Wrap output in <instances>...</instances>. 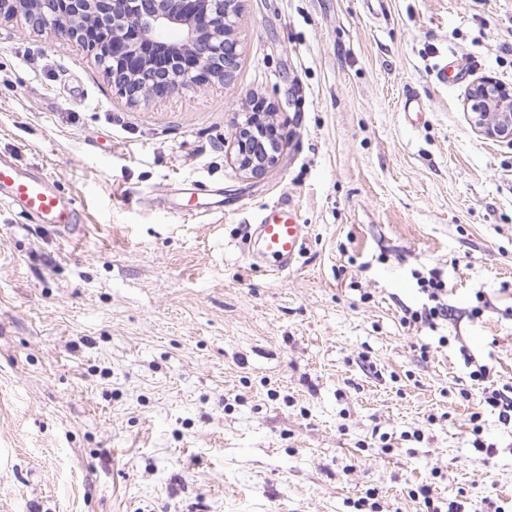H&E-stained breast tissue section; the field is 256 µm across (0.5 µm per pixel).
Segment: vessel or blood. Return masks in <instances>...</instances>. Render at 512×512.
Returning a JSON list of instances; mask_svg holds the SVG:
<instances>
[{
	"mask_svg": "<svg viewBox=\"0 0 512 512\" xmlns=\"http://www.w3.org/2000/svg\"><path fill=\"white\" fill-rule=\"evenodd\" d=\"M2 202L14 207L25 220L53 225L68 237L78 232L82 222L75 201L62 196L47 173L23 168L7 155H0ZM304 231L296 209L278 204L266 209L255 226V237L261 254L275 262L277 271L284 272L291 268L301 249Z\"/></svg>",
	"mask_w": 512,
	"mask_h": 512,
	"instance_id": "vessel-or-blood-1",
	"label": "vessel or blood"
}]
</instances>
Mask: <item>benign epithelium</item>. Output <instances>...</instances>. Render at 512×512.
Listing matches in <instances>:
<instances>
[{
  "label": "benign epithelium",
  "instance_id": "obj_1",
  "mask_svg": "<svg viewBox=\"0 0 512 512\" xmlns=\"http://www.w3.org/2000/svg\"><path fill=\"white\" fill-rule=\"evenodd\" d=\"M241 0H0V21L24 18L51 35L74 39L132 103L158 92L226 82L239 64L233 36ZM485 139L512 144V87L482 76L465 103ZM235 163L256 175L275 168L282 145L264 107L247 113L235 135Z\"/></svg>",
  "mask_w": 512,
  "mask_h": 512
}]
</instances>
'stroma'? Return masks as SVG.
Returning a JSON list of instances; mask_svg holds the SVG:
<instances>
[{
  "label": "stroma",
  "mask_w": 512,
  "mask_h": 512,
  "mask_svg": "<svg viewBox=\"0 0 512 512\" xmlns=\"http://www.w3.org/2000/svg\"><path fill=\"white\" fill-rule=\"evenodd\" d=\"M235 35L231 81L133 104L74 40L0 24V153L83 214L71 245L0 206V512H414L428 480L512 503V431L484 414L476 461L458 353L512 381V145L464 111L512 85V0H243ZM252 96L283 147L246 175ZM274 203L306 226L283 273L244 230ZM431 268L435 333L401 322Z\"/></svg>",
  "instance_id": "35a3bbf8"
}]
</instances>
